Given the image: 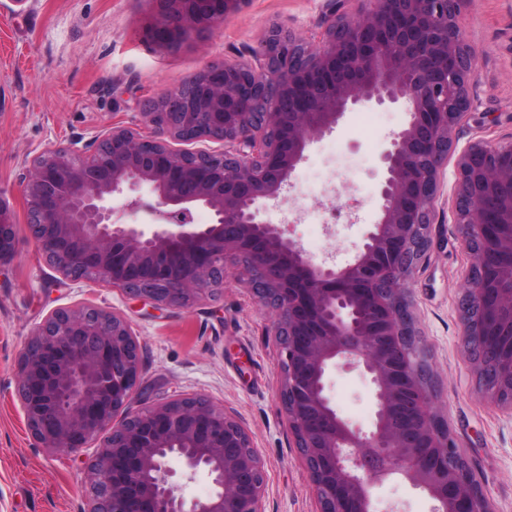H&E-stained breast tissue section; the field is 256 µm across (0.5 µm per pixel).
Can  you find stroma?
<instances>
[{
  "label": "stroma",
  "instance_id": "35a3bbf8",
  "mask_svg": "<svg viewBox=\"0 0 512 512\" xmlns=\"http://www.w3.org/2000/svg\"><path fill=\"white\" fill-rule=\"evenodd\" d=\"M152 0H29L18 9L0 0V189L18 230L15 258L0 266V512H86L89 463L95 448L65 455L40 447L26 429L18 397V362L33 330L53 311L99 307L122 315L141 342L142 371L134 406L178 395H198L223 408L248 431L261 454L267 482L265 512H317L304 460L278 399L279 344L273 310L252 290V274L227 264L222 284L191 308L156 309L125 291L70 280L50 267L29 239L20 175L48 149L77 143L87 152L102 129L125 126L142 135L152 127L149 101L178 89L206 66L248 59L278 24L309 39L320 31L327 0H248L241 10L175 52L148 44L144 29ZM460 20L476 52L473 107L453 133L440 198L430 226V250L408 281L410 309L432 370L437 406L496 512H512V415L482 398L461 336L462 304L472 257L455 209V161L471 142L512 145V0H462ZM364 109L307 152L292 189L270 207L278 223L287 209L318 211L326 198L312 189L326 162H334L336 207L354 209L356 224L321 235L313 224L287 230L314 260L345 264L361 247L381 205L383 156L406 124L400 105ZM329 394L353 425L373 419L360 369L339 367ZM376 512H432L433 501L406 483L390 481L375 493Z\"/></svg>",
  "mask_w": 512,
  "mask_h": 512
}]
</instances>
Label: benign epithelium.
<instances>
[{
    "label": "benign epithelium",
    "mask_w": 512,
    "mask_h": 512,
    "mask_svg": "<svg viewBox=\"0 0 512 512\" xmlns=\"http://www.w3.org/2000/svg\"><path fill=\"white\" fill-rule=\"evenodd\" d=\"M150 43L172 49L245 0H154ZM328 4L319 44L273 26L251 62L209 65L151 102L152 135L113 126L92 153L58 146L21 176L28 229L46 261L73 281L97 280L154 307L193 306L244 263L275 311L280 403L318 512H374L373 489L392 475L424 491L434 512H493L455 440L406 299L407 277L429 247L451 134L471 109L475 52L459 25L461 0H371L348 15ZM400 104L406 126L384 154L380 214L353 260L316 263L265 219L307 148L356 106ZM213 142L220 151L176 150ZM456 209L468 225L476 320L512 334V146L473 142L457 158ZM0 190V263L16 253L17 225ZM149 209L150 227L113 218L111 200ZM213 214L196 224L194 211ZM495 241L494 259L476 241ZM360 367L373 387L365 431L336 410L327 377ZM140 343L119 314L60 308L34 332L19 363V396L37 443L77 454L99 442L87 512H264L263 461L246 429L200 396L131 411ZM212 490L187 499L167 461Z\"/></svg>",
    "instance_id": "benign-epithelium-1"
}]
</instances>
